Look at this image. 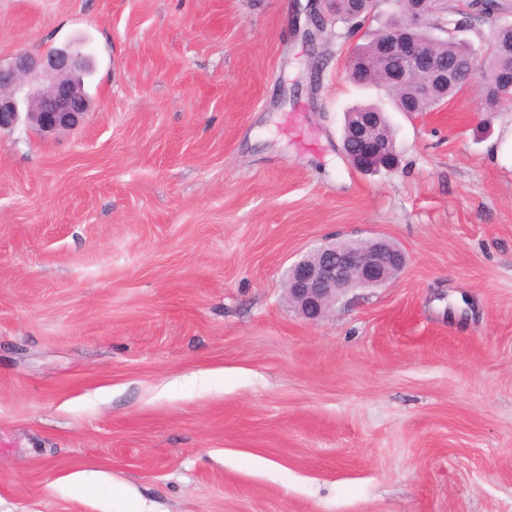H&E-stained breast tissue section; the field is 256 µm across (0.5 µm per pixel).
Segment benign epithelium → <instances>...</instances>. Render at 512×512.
<instances>
[{"instance_id":"7a95c632","label":"benign epithelium","mask_w":512,"mask_h":512,"mask_svg":"<svg viewBox=\"0 0 512 512\" xmlns=\"http://www.w3.org/2000/svg\"><path fill=\"white\" fill-rule=\"evenodd\" d=\"M428 0H403V13L376 33L372 63H359L358 78L366 82L380 69L391 83L410 75L420 79L418 92L457 81L458 74L440 64L415 36L427 25ZM89 58L71 49L38 57L19 53L0 65V132L24 120L44 138L77 129L89 109L80 81ZM26 112H20V104ZM344 154L360 171L391 170L397 165L395 144L383 133L379 112H357L342 142ZM406 256L382 239L325 243L288 270V303L308 321H316L353 289L381 288L405 267Z\"/></svg>"}]
</instances>
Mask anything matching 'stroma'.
Listing matches in <instances>:
<instances>
[{"instance_id":"35a3bbf8","label":"stroma","mask_w":512,"mask_h":512,"mask_svg":"<svg viewBox=\"0 0 512 512\" xmlns=\"http://www.w3.org/2000/svg\"><path fill=\"white\" fill-rule=\"evenodd\" d=\"M310 5L0 0L1 62L93 58L77 130L0 134V512H512V110L391 113L359 172L385 93ZM329 237L407 265L312 323ZM348 112H354L355 116L342 148L352 165L364 172L394 169L397 165L395 144L389 142L382 128L380 112L386 111L375 103H364Z\"/></svg>"}]
</instances>
